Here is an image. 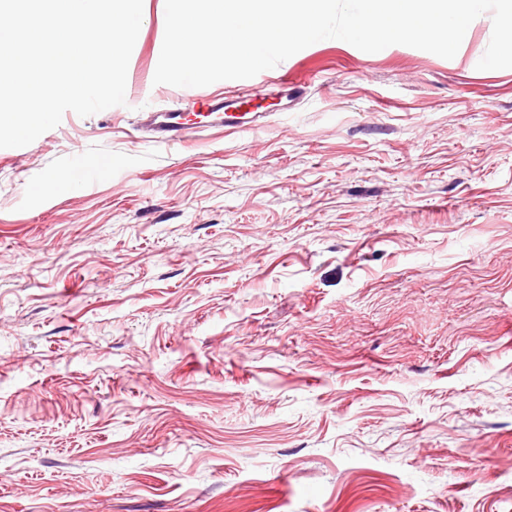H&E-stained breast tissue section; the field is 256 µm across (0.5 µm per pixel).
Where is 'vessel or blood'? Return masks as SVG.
<instances>
[{
    "mask_svg": "<svg viewBox=\"0 0 512 512\" xmlns=\"http://www.w3.org/2000/svg\"><path fill=\"white\" fill-rule=\"evenodd\" d=\"M193 100L204 111L202 121H192L183 109L171 108L148 113L142 121V130L156 144L173 146L182 144L201 126L243 131L262 124L265 119L261 112L246 113L242 101L236 99L197 93Z\"/></svg>",
    "mask_w": 512,
    "mask_h": 512,
    "instance_id": "b4317fda",
    "label": "vessel or blood"
}]
</instances>
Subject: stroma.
Wrapping results in <instances>:
<instances>
[{"label":"stroma","instance_id":"stroma-1","mask_svg":"<svg viewBox=\"0 0 512 512\" xmlns=\"http://www.w3.org/2000/svg\"><path fill=\"white\" fill-rule=\"evenodd\" d=\"M338 39L0 148V512H512V68ZM165 0L128 70L154 74ZM96 169L87 185L80 165ZM185 95L192 97L194 106L204 109L198 115L203 119L191 121L187 112L181 108L166 109L162 112H150L143 119L141 129L149 139L159 145L173 146L182 144L192 132L201 127L224 128L227 130H248L264 122L267 112L243 110V102L220 95L194 93L191 88H182ZM252 114L247 117V115Z\"/></svg>","mask_w":512,"mask_h":512}]
</instances>
